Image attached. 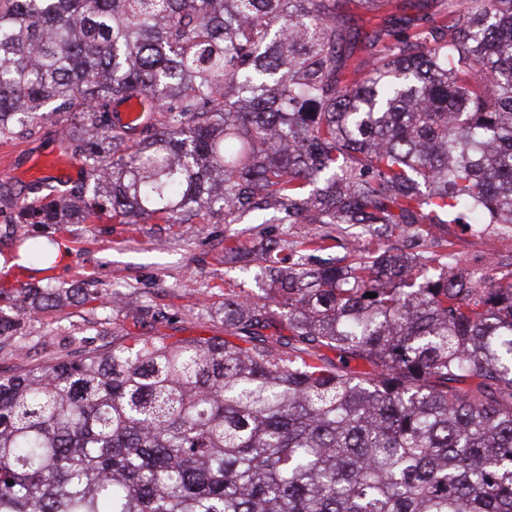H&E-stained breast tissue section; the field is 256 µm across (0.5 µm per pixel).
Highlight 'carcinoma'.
I'll list each match as a JSON object with an SVG mask.
<instances>
[{"label":"carcinoma","instance_id":"obj_1","mask_svg":"<svg viewBox=\"0 0 512 512\" xmlns=\"http://www.w3.org/2000/svg\"><path fill=\"white\" fill-rule=\"evenodd\" d=\"M419 2L432 20L350 65L342 0H0V138L50 118L85 172L64 198L0 182L16 268L49 271L24 225L89 218L271 213L352 244L264 239L266 296L224 299L235 342L123 336L0 376V512H512V261L435 233L512 224V0ZM398 230L441 253L384 248ZM19 326L0 307V352Z\"/></svg>","mask_w":512,"mask_h":512}]
</instances>
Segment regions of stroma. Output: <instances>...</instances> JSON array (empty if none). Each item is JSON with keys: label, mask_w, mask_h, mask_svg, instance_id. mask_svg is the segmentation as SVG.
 <instances>
[{"label": "stroma", "mask_w": 512, "mask_h": 512, "mask_svg": "<svg viewBox=\"0 0 512 512\" xmlns=\"http://www.w3.org/2000/svg\"><path fill=\"white\" fill-rule=\"evenodd\" d=\"M60 150L54 125L34 134L0 139V181L24 187L35 162ZM38 239L66 245L70 257L55 271L57 283L105 289L95 300L67 301L26 317V335L15 355L0 353V375L48 363L60 355L80 358L112 344L114 332L133 336L211 338L224 334V296L255 292V266L225 258L224 239L237 237L246 250L260 239L302 240L311 224H116L89 220L59 232L54 224L29 225ZM448 250L470 264L512 255V230L498 224L480 231L448 227ZM116 292L126 308L112 307Z\"/></svg>", "instance_id": "35a3bbf8"}]
</instances>
